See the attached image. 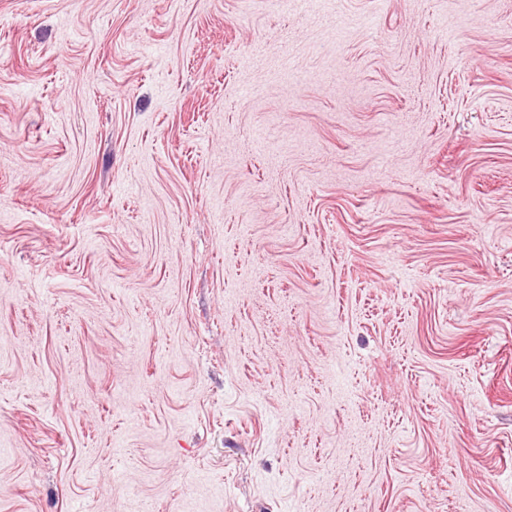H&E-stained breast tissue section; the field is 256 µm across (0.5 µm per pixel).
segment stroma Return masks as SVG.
Instances as JSON below:
<instances>
[{"mask_svg": "<svg viewBox=\"0 0 512 512\" xmlns=\"http://www.w3.org/2000/svg\"><path fill=\"white\" fill-rule=\"evenodd\" d=\"M0 512H512V0H0Z\"/></svg>", "mask_w": 512, "mask_h": 512, "instance_id": "1", "label": "stroma"}]
</instances>
